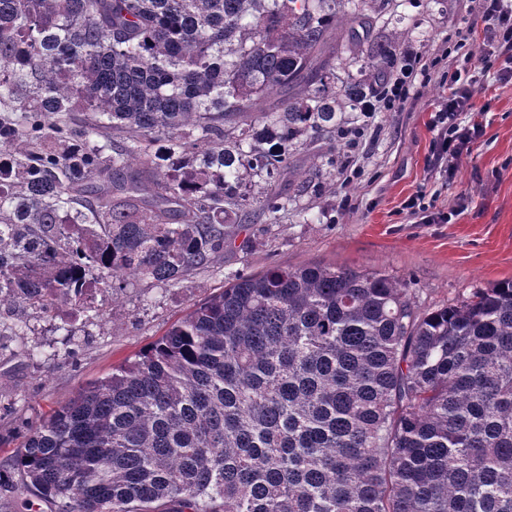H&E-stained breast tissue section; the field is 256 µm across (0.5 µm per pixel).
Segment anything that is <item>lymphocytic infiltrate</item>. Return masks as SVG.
I'll list each match as a JSON object with an SVG mask.
<instances>
[{
    "label": "lymphocytic infiltrate",
    "mask_w": 512,
    "mask_h": 512,
    "mask_svg": "<svg viewBox=\"0 0 512 512\" xmlns=\"http://www.w3.org/2000/svg\"><path fill=\"white\" fill-rule=\"evenodd\" d=\"M470 15L448 37L457 64L440 81L432 109V176L456 178L463 159L484 135L486 81L512 83V0H470ZM439 59L406 52L396 60L381 91L366 94L357 109L365 115L404 108L415 97L416 83H429Z\"/></svg>",
    "instance_id": "1"
}]
</instances>
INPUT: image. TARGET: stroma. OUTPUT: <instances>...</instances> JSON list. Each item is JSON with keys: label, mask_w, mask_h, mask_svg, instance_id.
Listing matches in <instances>:
<instances>
[{"label": "stroma", "mask_w": 512, "mask_h": 512, "mask_svg": "<svg viewBox=\"0 0 512 512\" xmlns=\"http://www.w3.org/2000/svg\"><path fill=\"white\" fill-rule=\"evenodd\" d=\"M469 0H369L370 40L399 29L398 51L430 56L444 47ZM437 82L419 87L399 111L365 117L337 114L340 135L295 141L288 172L254 176L252 193L277 196L288 208L276 220L255 214L234 227L208 268L178 287L128 278L117 298L97 297L96 312L67 321L35 311L0 314V464L19 448L28 426L68 400L87 381L110 373L160 338L195 305L239 276L275 265L336 264L381 269L410 288L422 308L448 305L473 289L512 279V84H491L484 137L455 180L431 177L428 123ZM424 193L457 209L447 224H424L403 211ZM350 198L342 208V198ZM0 512H53L32 500L23 474L0 477Z\"/></svg>", "instance_id": "stroma-1"}]
</instances>
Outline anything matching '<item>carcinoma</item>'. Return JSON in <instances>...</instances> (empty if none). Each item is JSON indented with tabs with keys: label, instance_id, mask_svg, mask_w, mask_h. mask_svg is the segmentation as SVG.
I'll use <instances>...</instances> for the list:
<instances>
[{
	"label": "carcinoma",
	"instance_id": "obj_1",
	"mask_svg": "<svg viewBox=\"0 0 512 512\" xmlns=\"http://www.w3.org/2000/svg\"><path fill=\"white\" fill-rule=\"evenodd\" d=\"M364 2L0 0V312L178 286L286 209L242 187L366 91L325 58L369 40ZM10 462L54 512H512V279L423 309L380 270L236 278Z\"/></svg>",
	"mask_w": 512,
	"mask_h": 512
}]
</instances>
